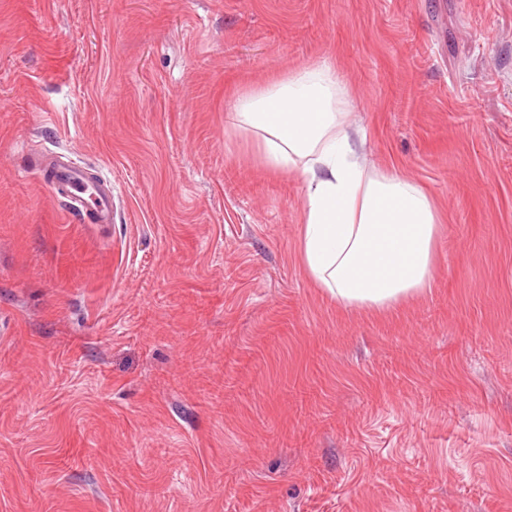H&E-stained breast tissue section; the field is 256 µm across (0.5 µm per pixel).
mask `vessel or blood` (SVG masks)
Masks as SVG:
<instances>
[{
	"label": "vessel or blood",
	"instance_id": "obj_1",
	"mask_svg": "<svg viewBox=\"0 0 512 512\" xmlns=\"http://www.w3.org/2000/svg\"><path fill=\"white\" fill-rule=\"evenodd\" d=\"M47 174L51 193L66 199L79 212L92 214L96 223H111V184L92 180L83 167L70 161L50 164Z\"/></svg>",
	"mask_w": 512,
	"mask_h": 512
}]
</instances>
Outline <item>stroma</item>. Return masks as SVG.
Returning <instances> with one entry per match:
<instances>
[{
    "label": "stroma",
    "mask_w": 512,
    "mask_h": 512,
    "mask_svg": "<svg viewBox=\"0 0 512 512\" xmlns=\"http://www.w3.org/2000/svg\"><path fill=\"white\" fill-rule=\"evenodd\" d=\"M322 62L443 215L389 309L312 284L225 128ZM0 322V512H512V0H0ZM46 173L49 176L48 186L51 193L66 199L79 212L92 214L95 223H111V182L92 180L83 167L70 161L50 164Z\"/></svg>",
    "instance_id": "stroma-1"
}]
</instances>
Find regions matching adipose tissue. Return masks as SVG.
Returning a JSON list of instances; mask_svg holds the SVG:
<instances>
[{
    "label": "adipose tissue",
    "mask_w": 512,
    "mask_h": 512,
    "mask_svg": "<svg viewBox=\"0 0 512 512\" xmlns=\"http://www.w3.org/2000/svg\"><path fill=\"white\" fill-rule=\"evenodd\" d=\"M350 93L327 63L237 98L227 127L253 135L263 163L301 182L299 257L337 302L386 308L430 288L439 215L420 183L369 167L349 132Z\"/></svg>",
    "instance_id": "adipose-tissue-1"
}]
</instances>
